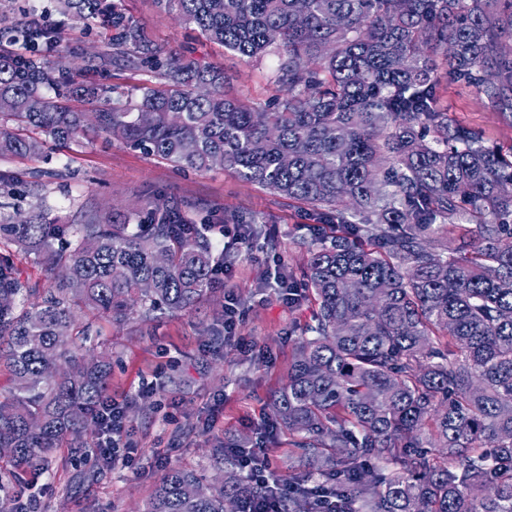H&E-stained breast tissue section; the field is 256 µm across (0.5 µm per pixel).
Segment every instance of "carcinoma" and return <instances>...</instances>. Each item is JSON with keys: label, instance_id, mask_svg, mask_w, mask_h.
Returning <instances> with one entry per match:
<instances>
[{"label": "carcinoma", "instance_id": "cac0c4a2", "mask_svg": "<svg viewBox=\"0 0 512 512\" xmlns=\"http://www.w3.org/2000/svg\"><path fill=\"white\" fill-rule=\"evenodd\" d=\"M155 2L246 64L275 54L277 94L250 104L224 92V69L161 57L118 0H57L155 82L115 99L52 66L60 29L30 14L21 47H0V160L104 134L306 205L335 233L307 243L300 278L318 308L272 409L317 468L282 512H512V159L448 118L437 76L445 65L512 114V0ZM214 225L161 195L81 224L0 221V243L45 253L56 276L41 288L0 253V366L17 386L0 400L6 458L42 467L65 438L83 452L112 352L75 351L77 312L192 308L233 257L215 252ZM237 447L211 449L223 484L172 468L146 512H246L271 489L241 477L225 455Z\"/></svg>", "mask_w": 512, "mask_h": 512}]
</instances>
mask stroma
Here are the masks:
<instances>
[{
    "mask_svg": "<svg viewBox=\"0 0 512 512\" xmlns=\"http://www.w3.org/2000/svg\"><path fill=\"white\" fill-rule=\"evenodd\" d=\"M127 16L140 23L164 54H184L223 67L232 94L255 104L274 92L275 57L247 66L205 41L174 16L161 13L154 0H122ZM37 14L61 24L62 41L53 57L65 65L100 61L87 80L128 91L147 75L111 62L113 50L87 35L81 24L63 20L54 0H28ZM442 100L456 123L482 132L487 145L512 153V116L494 111L450 79L441 82ZM10 172L13 201L22 211L38 209L62 224H78L92 213L132 208L163 195L203 216L257 214L265 217L256 248L240 244L237 258L220 274V287L207 291L188 311L156 313L153 321L131 318L123 325L93 322L99 340L112 351L108 398L119 404L131 432L128 463L106 464L95 448L101 430L86 436V461L72 458L60 445L41 469L23 472L19 498L34 494L39 512H145L155 485L174 466L221 476L211 457L227 437L257 439L271 415V400L288 379L301 327L310 323L314 299L289 303L273 276L296 269L307 259L308 219L298 202L277 196L227 171L183 172L140 151L101 137L85 140L72 158L49 152L39 160L0 161ZM51 172L41 198L28 195L37 172ZM233 309L235 328L224 330V312ZM152 384L153 393L138 388Z\"/></svg>",
    "mask_w": 512,
    "mask_h": 512,
    "instance_id": "35a3bbf8",
    "label": "stroma"
}]
</instances>
